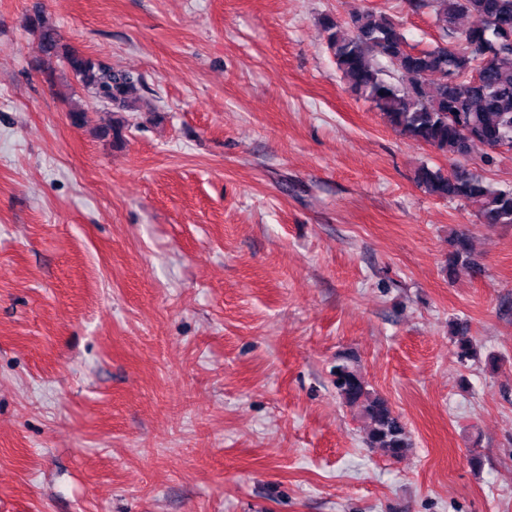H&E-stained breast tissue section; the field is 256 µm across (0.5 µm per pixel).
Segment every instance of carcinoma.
<instances>
[{
	"mask_svg": "<svg viewBox=\"0 0 512 512\" xmlns=\"http://www.w3.org/2000/svg\"><path fill=\"white\" fill-rule=\"evenodd\" d=\"M429 10L440 41L426 49L408 46L397 23L381 13L362 10L343 26L330 14L319 18L327 47L350 91L370 103L387 124L405 138L458 158L477 146L493 152L512 144V0H418ZM38 33L40 67L48 80L56 61L64 62L92 102L110 110L113 118L99 134L123 137L128 120L116 117L135 111L145 86L140 76L114 71L103 62L62 42L40 13L29 17ZM476 42L486 59L479 76L471 78L474 56L465 41ZM417 184L440 199L462 201L482 224H512V187H497L465 169L452 174L420 166ZM476 271L469 236L454 233L445 271ZM457 361L475 358L471 340L454 341ZM336 394L362 422L364 442L384 455L400 459L412 448L406 424L386 398L369 388L357 361L343 357L331 371Z\"/></svg>",
	"mask_w": 512,
	"mask_h": 512,
	"instance_id": "1",
	"label": "carcinoma"
}]
</instances>
